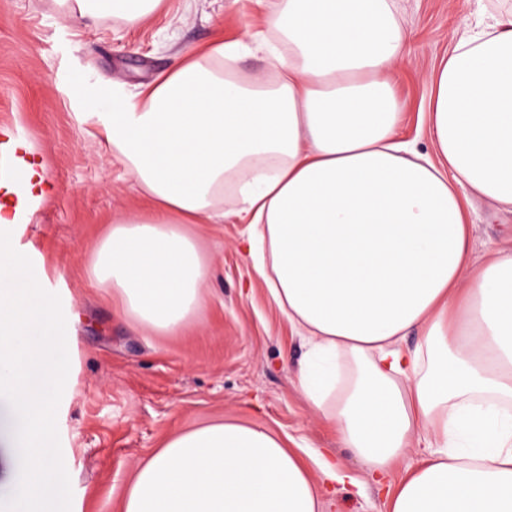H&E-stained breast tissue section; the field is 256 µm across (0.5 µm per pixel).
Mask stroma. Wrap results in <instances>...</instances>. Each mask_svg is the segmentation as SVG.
Returning a JSON list of instances; mask_svg holds the SVG:
<instances>
[{"label":"stroma","mask_w":512,"mask_h":512,"mask_svg":"<svg viewBox=\"0 0 512 512\" xmlns=\"http://www.w3.org/2000/svg\"><path fill=\"white\" fill-rule=\"evenodd\" d=\"M414 32L411 53L391 75L402 104L401 132L423 154L431 79L460 34L480 17L512 11V0H395ZM269 0H163L147 19L73 18L57 0H0V122L27 136L42 192L9 224L16 247L59 295L75 371L57 410L70 463L71 512H122L136 468L177 431L214 422L263 427L324 481L320 451L343 470L360 464L333 425L305 399L295 371L307 347L273 302L240 248L245 220L191 224L212 274L197 320L151 333L121 315L109 289L89 275L93 248L111 224L142 209L122 162L95 133V118L71 82L88 90L135 92L169 70L188 48L250 34L268 39ZM475 257L512 247V213L473 201ZM332 512H386L377 486L333 483Z\"/></svg>","instance_id":"obj_1"}]
</instances>
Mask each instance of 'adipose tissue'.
I'll list each match as a JSON object with an SVG mask.
<instances>
[{"instance_id":"obj_1","label":"adipose tissue","mask_w":512,"mask_h":512,"mask_svg":"<svg viewBox=\"0 0 512 512\" xmlns=\"http://www.w3.org/2000/svg\"><path fill=\"white\" fill-rule=\"evenodd\" d=\"M137 22L162 0H62ZM279 59L246 81L244 40L187 50L93 113L148 202L114 221L91 276L138 326L172 333L200 311L209 263L186 232L226 213L309 350L299 387L374 475L421 463L388 512H512V249L472 258L468 202L512 212V13L477 23L432 79L437 154L399 136L390 80L413 32L391 0H275ZM418 331L414 346L403 341ZM305 465L270 431L213 422L171 435L123 512H323ZM425 455L424 448H409L404 455L393 467L391 474V489L402 480L404 476L419 465L421 459Z\"/></svg>"}]
</instances>
